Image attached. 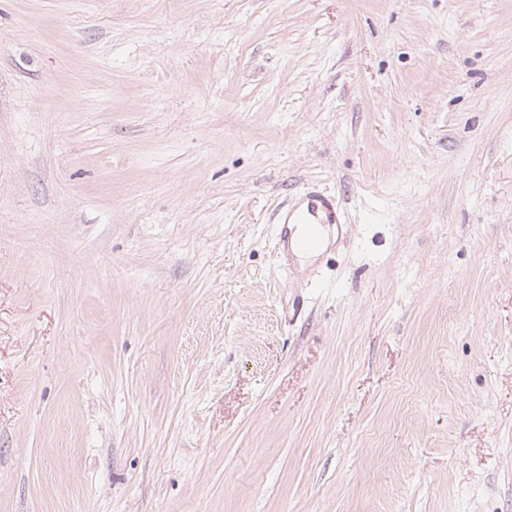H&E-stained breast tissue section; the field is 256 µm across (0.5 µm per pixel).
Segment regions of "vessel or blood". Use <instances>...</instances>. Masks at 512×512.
<instances>
[{"instance_id":"obj_1","label":"vessel or blood","mask_w":512,"mask_h":512,"mask_svg":"<svg viewBox=\"0 0 512 512\" xmlns=\"http://www.w3.org/2000/svg\"><path fill=\"white\" fill-rule=\"evenodd\" d=\"M342 207L335 196L319 191L307 190L300 193L294 203L280 210L276 222L281 226V241H288V225L300 224L306 230L308 242H317L324 225L339 223Z\"/></svg>"}]
</instances>
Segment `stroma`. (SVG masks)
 Instances as JSON below:
<instances>
[{
	"mask_svg": "<svg viewBox=\"0 0 512 512\" xmlns=\"http://www.w3.org/2000/svg\"><path fill=\"white\" fill-rule=\"evenodd\" d=\"M0 512H512V0H0ZM342 217V207L336 197L326 192L313 190L303 191L294 203L288 204L278 213L276 224L281 226L280 240L289 244V224H302L307 233V239L301 241L303 246L316 243L321 237L323 224H339ZM330 229L323 230L321 243H316L300 251L294 245L290 247L293 255L305 264L315 259L329 244Z\"/></svg>",
	"mask_w": 512,
	"mask_h": 512,
	"instance_id": "1",
	"label": "stroma"
}]
</instances>
